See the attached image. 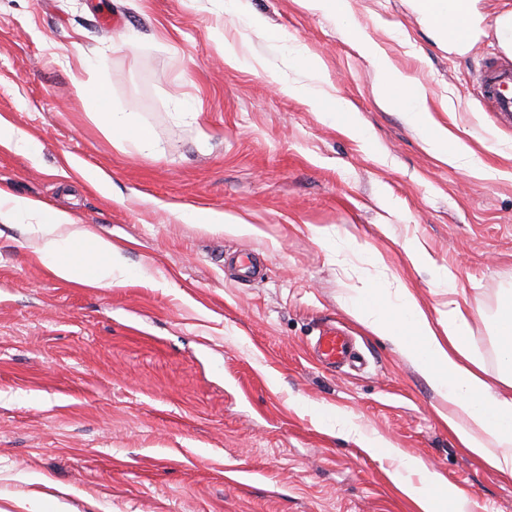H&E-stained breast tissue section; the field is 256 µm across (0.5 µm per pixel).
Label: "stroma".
<instances>
[{"label": "stroma", "instance_id": "1", "mask_svg": "<svg viewBox=\"0 0 512 512\" xmlns=\"http://www.w3.org/2000/svg\"><path fill=\"white\" fill-rule=\"evenodd\" d=\"M348 2L437 120L504 177L439 160L403 111L381 107L375 67L335 17L304 0H0V120L37 144L0 143V189L92 226L134 271L115 288L63 281L0 222V512H416L390 478L396 461L320 422L338 411L421 458L473 512H512V478L457 448L423 377L343 303L370 280L441 303L402 249L417 241L479 312L473 346L496 379L512 160L481 142L512 146V117L475 84L512 0H483L462 51L414 0ZM279 35L321 62L366 137L283 92L309 76ZM78 79L135 113L162 156L113 144ZM317 227L375 246L385 268L339 263ZM328 322L353 332L364 368L312 357Z\"/></svg>", "mask_w": 512, "mask_h": 512}]
</instances>
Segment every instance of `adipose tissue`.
<instances>
[{
    "mask_svg": "<svg viewBox=\"0 0 512 512\" xmlns=\"http://www.w3.org/2000/svg\"><path fill=\"white\" fill-rule=\"evenodd\" d=\"M307 2L310 8L331 10L345 34L359 44L380 76L382 106L404 110L409 120L426 133L430 150L449 166L491 175V168L479 155L435 119L426 92L412 85L373 42L364 39L347 0ZM479 3L418 0V9L424 22L441 36L456 22H463L464 34L454 41L455 47L462 49L483 19ZM96 119L118 145L145 156L157 153L156 141L135 121L133 113L106 109L97 113ZM0 219L24 220L26 233L40 242L39 262L61 280L110 288L131 274L121 251L110 239L40 202L0 190ZM343 302L362 326L391 341L425 379L443 404L437 415L458 446L490 469L512 477V295L503 299L496 313L499 373L494 385L487 380L472 349L475 312L458 304L447 310L425 309L402 286L355 288ZM325 423L351 437L370 455L397 461L392 478L421 512H471V503L462 491L383 436L364 432L351 416L340 413L326 418Z\"/></svg>",
    "mask_w": 512,
    "mask_h": 512,
    "instance_id": "1",
    "label": "adipose tissue"
}]
</instances>
